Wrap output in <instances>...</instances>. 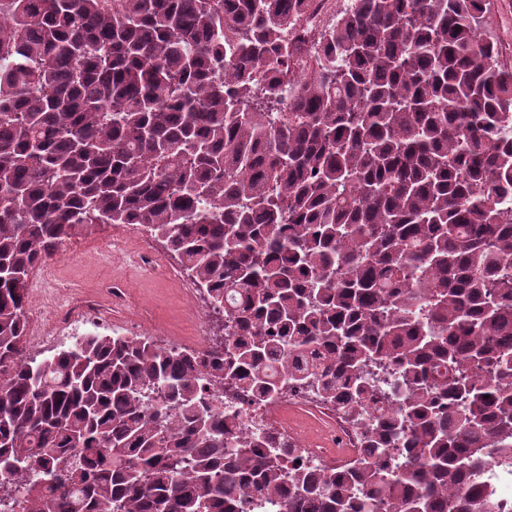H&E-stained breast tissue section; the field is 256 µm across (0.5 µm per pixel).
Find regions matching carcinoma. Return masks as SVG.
Returning a JSON list of instances; mask_svg holds the SVG:
<instances>
[{
    "instance_id": "cac0c4a2",
    "label": "carcinoma",
    "mask_w": 512,
    "mask_h": 512,
    "mask_svg": "<svg viewBox=\"0 0 512 512\" xmlns=\"http://www.w3.org/2000/svg\"><path fill=\"white\" fill-rule=\"evenodd\" d=\"M0 9V512H501L512 464V70L487 0H8ZM139 226L224 336L24 353L27 279ZM318 386L364 462L288 468L210 386ZM338 7L335 0H308V6L299 17L296 25V31L309 42L317 40L320 33L324 31L325 23ZM486 478L497 491L502 507V512L512 511V467L499 468L490 466L475 475V479Z\"/></svg>"
}]
</instances>
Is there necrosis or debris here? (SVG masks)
Here are the masks:
<instances>
[{
  "instance_id": "4bbe7bcc",
  "label": "necrosis or debris",
  "mask_w": 512,
  "mask_h": 512,
  "mask_svg": "<svg viewBox=\"0 0 512 512\" xmlns=\"http://www.w3.org/2000/svg\"><path fill=\"white\" fill-rule=\"evenodd\" d=\"M139 265L157 275L192 288L199 309L209 307L206 292L196 288L180 257L155 238L146 240ZM105 327L107 316L99 297L71 299L46 315L30 342L39 345L44 336L71 332L77 324ZM211 402L219 408L238 409L246 431L261 430L284 448L288 465L315 466L326 471L353 467L364 459L366 421L344 413L335 403L303 385H293L272 402L258 406L239 404L235 395L212 387Z\"/></svg>"
}]
</instances>
